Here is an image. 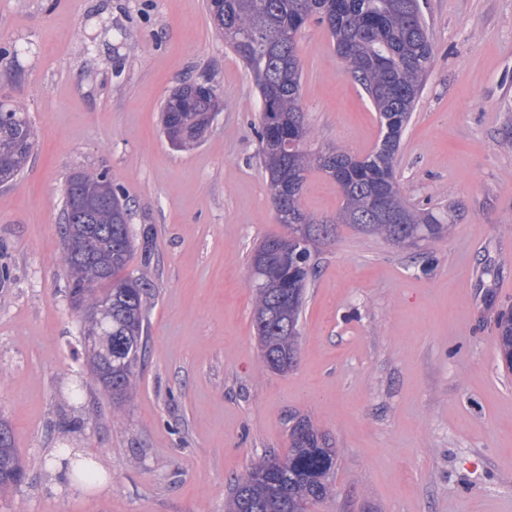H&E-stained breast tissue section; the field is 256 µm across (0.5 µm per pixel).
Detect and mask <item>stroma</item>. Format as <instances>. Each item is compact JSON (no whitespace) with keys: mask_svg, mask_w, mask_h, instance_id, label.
Segmentation results:
<instances>
[{"mask_svg":"<svg viewBox=\"0 0 512 512\" xmlns=\"http://www.w3.org/2000/svg\"><path fill=\"white\" fill-rule=\"evenodd\" d=\"M434 47L395 174L416 210L453 223L405 250L337 224L312 253L296 364L269 371L252 319L249 258L284 232L257 131L261 98L206 0H0V101L36 132L0 184V420L25 479L0 512H224L254 460L285 453L296 419L336 450L328 500L307 512H512V372L496 321L512 308V0H419ZM313 146L370 153L377 112L326 24L297 43ZM209 79L221 104L194 147L160 113ZM107 173L133 210L131 274L146 273L148 341L133 400L87 385L89 356L61 263L64 188ZM343 198L308 173L303 209ZM100 479L63 477L57 449Z\"/></svg>","mask_w":512,"mask_h":512,"instance_id":"stroma-1","label":"stroma"}]
</instances>
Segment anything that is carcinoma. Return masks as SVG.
Wrapping results in <instances>:
<instances>
[{
  "instance_id": "cac0c4a2",
  "label": "carcinoma",
  "mask_w": 512,
  "mask_h": 512,
  "mask_svg": "<svg viewBox=\"0 0 512 512\" xmlns=\"http://www.w3.org/2000/svg\"><path fill=\"white\" fill-rule=\"evenodd\" d=\"M207 11L251 74L262 101L259 143L269 190L280 224H305L316 242L330 224H367L366 232L399 244L400 235H422L429 244L448 233V212L411 209L401 192L384 196L385 176L394 170L403 130L419 101L434 49L418 0H207ZM327 23L345 71L367 94L384 135L368 155L334 149L330 156L307 148L310 130L301 107L297 34L311 18ZM210 98L201 87L183 84L163 107V132L172 147L194 145ZM35 133L25 110L0 103V175L14 181L27 164ZM317 168L343 196L332 221L301 207L305 174ZM128 203L105 173L76 172L64 190L63 268L70 295L88 308L112 300V316L100 322L108 342L92 352L91 382L124 402L137 392V363L144 347L147 273L123 271L135 247ZM311 253H273L259 265L250 257L253 318L266 366L286 373L296 361L299 319L314 266ZM502 363L512 370V310L497 320ZM269 465L265 456L233 485L228 512H307L333 496L329 477L336 450L308 421L292 426L288 451ZM25 472L6 423L0 422V494L24 481Z\"/></svg>"
}]
</instances>
